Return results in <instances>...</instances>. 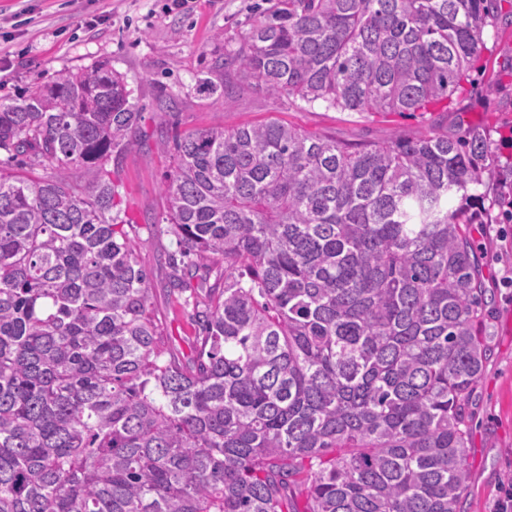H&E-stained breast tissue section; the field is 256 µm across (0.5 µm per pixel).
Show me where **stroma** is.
I'll return each instance as SVG.
<instances>
[{
  "instance_id": "stroma-1",
  "label": "stroma",
  "mask_w": 512,
  "mask_h": 512,
  "mask_svg": "<svg viewBox=\"0 0 512 512\" xmlns=\"http://www.w3.org/2000/svg\"><path fill=\"white\" fill-rule=\"evenodd\" d=\"M275 0H0V100L18 95L42 76L76 72L95 63L122 74L140 110L141 145L113 165L120 207L136 228L135 258L151 284L163 341L186 361L202 336L197 310L172 284L180 270L193 286L219 285L223 265L178 255L173 237L156 233L164 211V144L173 136L214 126L227 128L276 118L346 144L413 139L429 127L456 137L483 130L500 160L512 156V0H494L483 30L485 48L469 82L449 105L421 114L354 112L309 105L256 89L200 88L213 59L237 47L254 18ZM175 103L161 115L159 96ZM480 221L471 233L486 288L485 369L472 392L469 487L460 512H496L501 490L512 485V209L500 207L491 181L471 187Z\"/></svg>"
}]
</instances>
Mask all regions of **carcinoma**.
I'll return each instance as SVG.
<instances>
[{
  "label": "carcinoma",
  "mask_w": 512,
  "mask_h": 512,
  "mask_svg": "<svg viewBox=\"0 0 512 512\" xmlns=\"http://www.w3.org/2000/svg\"><path fill=\"white\" fill-rule=\"evenodd\" d=\"M488 0H277L201 86L429 112ZM101 64L0 102V512H460L484 288L461 194L508 185L476 130L352 147L273 119L174 140L154 221L224 259L167 355L109 163L140 112ZM80 169L72 176L70 170Z\"/></svg>",
  "instance_id": "obj_1"
}]
</instances>
